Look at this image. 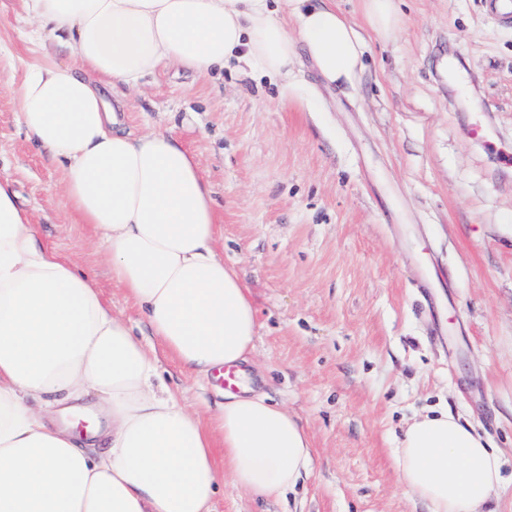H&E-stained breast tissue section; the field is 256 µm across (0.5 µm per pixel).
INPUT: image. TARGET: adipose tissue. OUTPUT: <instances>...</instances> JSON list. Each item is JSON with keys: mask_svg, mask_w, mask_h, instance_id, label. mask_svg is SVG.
Wrapping results in <instances>:
<instances>
[{"mask_svg": "<svg viewBox=\"0 0 512 512\" xmlns=\"http://www.w3.org/2000/svg\"><path fill=\"white\" fill-rule=\"evenodd\" d=\"M46 58L11 82L28 136L105 251L112 285L147 320L138 341L94 278L43 245L0 179V512H212L224 482L285 499L312 441L263 394L228 393L210 421L162 379L163 347L203 380L255 350L258 310L234 267L213 187L173 133L127 132L124 89L173 63L206 76L231 60L291 84L298 47L353 83L364 41L330 0H25ZM429 512H496V447L445 409L415 416L394 451Z\"/></svg>", "mask_w": 512, "mask_h": 512, "instance_id": "obj_1", "label": "adipose tissue"}]
</instances>
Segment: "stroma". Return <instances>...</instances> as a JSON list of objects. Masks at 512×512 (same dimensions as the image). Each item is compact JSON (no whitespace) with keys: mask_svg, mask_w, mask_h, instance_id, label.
I'll list each match as a JSON object with an SVG mask.
<instances>
[{"mask_svg":"<svg viewBox=\"0 0 512 512\" xmlns=\"http://www.w3.org/2000/svg\"><path fill=\"white\" fill-rule=\"evenodd\" d=\"M335 2L365 41L353 86L329 85L302 54L285 93L231 64L201 78L166 66L125 97L128 130H167L200 154L224 261L258 309L249 373L313 444L286 500L228 483L214 512H426L393 450L440 403L500 450L494 497L512 512V20L483 0H401L389 39L366 28L361 0ZM29 30L24 0H0V178L39 239L151 342L20 123L8 82L60 54ZM158 359L190 408L223 403L216 382Z\"/></svg>","mask_w":512,"mask_h":512,"instance_id":"35a3bbf8","label":"stroma"}]
</instances>
